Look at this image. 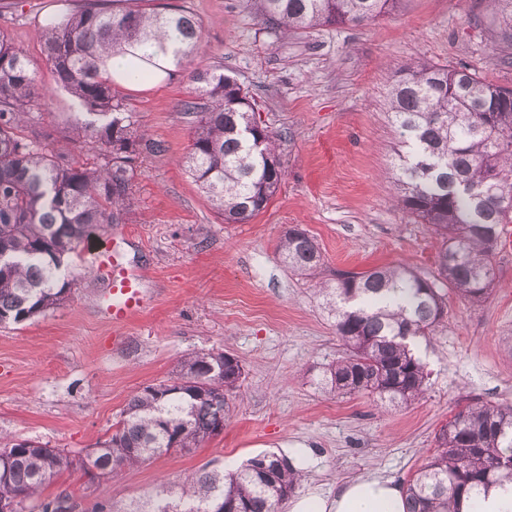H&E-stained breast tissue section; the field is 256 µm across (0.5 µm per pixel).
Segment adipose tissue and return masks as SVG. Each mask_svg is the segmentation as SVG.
Listing matches in <instances>:
<instances>
[{"mask_svg": "<svg viewBox=\"0 0 512 512\" xmlns=\"http://www.w3.org/2000/svg\"><path fill=\"white\" fill-rule=\"evenodd\" d=\"M106 69L116 85L154 86L165 73L139 64L131 55H115ZM289 512H404V491L400 484L384 474L373 472L343 482L335 494H309L292 500Z\"/></svg>", "mask_w": 512, "mask_h": 512, "instance_id": "ef3b65f1", "label": "adipose tissue"}]
</instances>
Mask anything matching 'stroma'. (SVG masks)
I'll list each match as a JSON object with an SVG mask.
<instances>
[{
    "mask_svg": "<svg viewBox=\"0 0 512 512\" xmlns=\"http://www.w3.org/2000/svg\"><path fill=\"white\" fill-rule=\"evenodd\" d=\"M82 0H0V29L28 55L41 95L34 112L55 140L78 103L44 53L42 17L68 14ZM149 11L174 5L201 27L197 63L222 68L247 88L280 140L285 177L266 209L245 224L225 223L182 165L192 118L180 104L186 72L157 86L115 88L148 142L132 186L133 205L107 227L128 267L140 269L149 304L113 329L99 308L106 280L82 256L69 300L19 325L0 327V437L32 439L72 455L112 432L127 400L166 379L183 354L226 351L242 364L221 434L91 479L74 467L42 491L69 494L79 512L93 500L116 512L146 501L160 481L201 467L228 470L262 451L311 454L298 494L334 493L342 481L378 472L406 483L430 461L435 436L478 401L512 404V243L500 240L494 288L474 307L449 296L447 315L419 354L430 373L420 401L338 397L318 387L322 366L343 355L333 317L315 282L295 276L277 244L296 225L316 241L323 276L400 262L435 270L438 244L396 201L391 170L399 137L388 114L390 81L412 61L466 67L512 86L501 64L485 0H405L361 26L283 34L249 0H125Z\"/></svg>",
    "mask_w": 512,
    "mask_h": 512,
    "instance_id": "stroma-1",
    "label": "stroma"
}]
</instances>
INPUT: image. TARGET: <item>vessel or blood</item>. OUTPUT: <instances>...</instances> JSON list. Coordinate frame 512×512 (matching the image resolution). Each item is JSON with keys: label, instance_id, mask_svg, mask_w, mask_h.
I'll return each mask as SVG.
<instances>
[{"label": "vessel or blood", "instance_id": "1", "mask_svg": "<svg viewBox=\"0 0 512 512\" xmlns=\"http://www.w3.org/2000/svg\"><path fill=\"white\" fill-rule=\"evenodd\" d=\"M88 253L94 272L110 285L104 310L107 319L113 327L127 326L145 308L141 273L131 268L115 267L113 247L95 243L89 247Z\"/></svg>", "mask_w": 512, "mask_h": 512}]
</instances>
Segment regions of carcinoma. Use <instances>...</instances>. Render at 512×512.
Segmentation results:
<instances>
[{
  "mask_svg": "<svg viewBox=\"0 0 512 512\" xmlns=\"http://www.w3.org/2000/svg\"><path fill=\"white\" fill-rule=\"evenodd\" d=\"M261 19L285 34L336 24H365L404 0H250ZM498 18V41L512 50V0H487ZM43 50L61 87L81 111L66 144L49 147L32 115L38 97L27 54L0 31V326L18 325L59 308L71 295L67 259L107 224L119 223L132 203V182L144 140L137 120L112 95L107 58H159L187 70L198 45L199 23L182 9L163 12L115 9L89 0L75 13L48 16ZM195 115L188 173L230 224L262 212L285 171L277 135L249 133L252 96L216 68L188 74ZM389 115L402 144L393 165L403 210L429 225L441 240L436 274L403 265L342 272L319 282L318 293L335 318L345 356L325 367L319 384L338 396L376 395L410 405L426 391L429 372L412 345L447 315L441 285L471 302L491 291L498 241L512 223V87L494 85L466 68L420 62L403 66L391 81ZM88 147L95 161L72 158ZM470 184L479 189L471 195ZM290 270L315 279L323 266L314 239L297 225L279 240ZM240 363L222 351L185 354L165 380L133 394L112 424L113 432L76 458L63 448L32 440L0 447V502L26 512L44 486L74 465L110 479L176 447L198 448L222 433L228 392L242 379ZM437 449L406 482L408 512H460L461 498L512 478V405L476 402L443 426ZM303 472L288 457L261 452L227 474L202 468L149 496L147 512H282ZM69 496L40 501L39 512H74Z\"/></svg>",
  "mask_w": 512,
  "mask_h": 512,
  "instance_id": "1",
  "label": "carcinoma"
}]
</instances>
